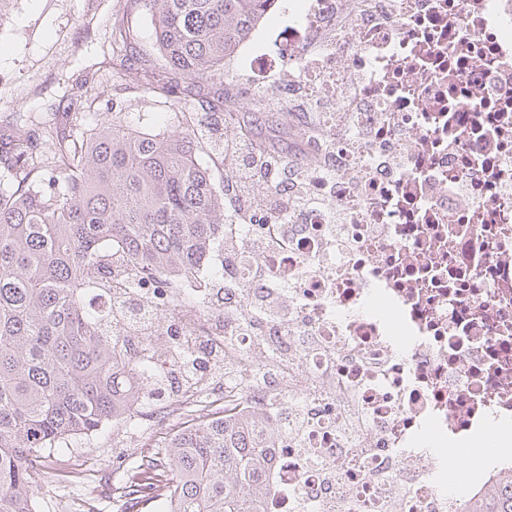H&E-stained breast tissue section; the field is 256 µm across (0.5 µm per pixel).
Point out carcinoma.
I'll return each mask as SVG.
<instances>
[{
  "mask_svg": "<svg viewBox=\"0 0 512 512\" xmlns=\"http://www.w3.org/2000/svg\"><path fill=\"white\" fill-rule=\"evenodd\" d=\"M152 20L159 66L134 69L122 55L125 19L113 18L100 51L103 64L130 87L169 96L183 80L203 82L224 74V58L246 39L273 0H133ZM197 122L222 112L235 116L237 101L219 89ZM46 170L35 165L33 142L19 131L0 162L12 181L0 182V512H36L32 473L77 438L109 424L142 425L154 381L151 323L133 317L124 302L101 314L89 292L145 285L182 288L183 276L213 266L232 242L241 246L250 225L230 211L237 182L218 187L200 163L195 131L168 135L101 121L85 136L55 134ZM169 314L212 308L172 296ZM267 310L251 307L224 335V415L194 395L177 391L185 426L143 448L112 483L117 512H139L147 502L168 512H262L257 488L270 471L282 434L263 435L255 422L234 413L253 399L244 382L238 341L274 356L254 329ZM189 348H164V362L184 374ZM470 512H512V478L474 499Z\"/></svg>",
  "mask_w": 512,
  "mask_h": 512,
  "instance_id": "cac0c4a2",
  "label": "carcinoma"
}]
</instances>
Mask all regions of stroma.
Segmentation results:
<instances>
[{"mask_svg": "<svg viewBox=\"0 0 512 512\" xmlns=\"http://www.w3.org/2000/svg\"><path fill=\"white\" fill-rule=\"evenodd\" d=\"M118 15L127 18L133 32L129 58L159 62L150 18L131 7L129 0H8L0 14V46L9 49L8 57L0 59V143L7 142L18 112L36 116L39 125L33 129L32 139L37 155L45 162L55 152L44 134L49 124L73 134L79 125L97 119L154 133L181 129L185 117L175 96L124 88L111 68H94L97 41ZM287 21L288 0H276L249 38L225 59L223 83H205L204 96H212L221 87L239 96L240 112L259 111L258 103L240 96L245 79L241 62L272 30ZM83 79L93 86V100L78 99L74 111H64L60 99L66 87ZM139 447V435L122 424L107 426L91 438L71 441L62 459L35 474L41 512H69V503L77 496H100L97 485L59 480L62 471L76 469L108 477L113 460L131 458Z\"/></svg>", "mask_w": 512, "mask_h": 512, "instance_id": "stroma-1", "label": "stroma"}]
</instances>
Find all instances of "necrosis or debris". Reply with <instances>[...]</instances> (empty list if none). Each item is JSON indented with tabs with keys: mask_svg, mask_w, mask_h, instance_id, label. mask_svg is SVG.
<instances>
[{
	"mask_svg": "<svg viewBox=\"0 0 512 512\" xmlns=\"http://www.w3.org/2000/svg\"><path fill=\"white\" fill-rule=\"evenodd\" d=\"M275 93L308 97L316 204L224 274L276 285L260 383L289 431L263 512H450L512 472V0H289ZM501 446L449 491L488 429Z\"/></svg>",
	"mask_w": 512,
	"mask_h": 512,
	"instance_id": "4bbe7bcc",
	"label": "necrosis or debris"
}]
</instances>
